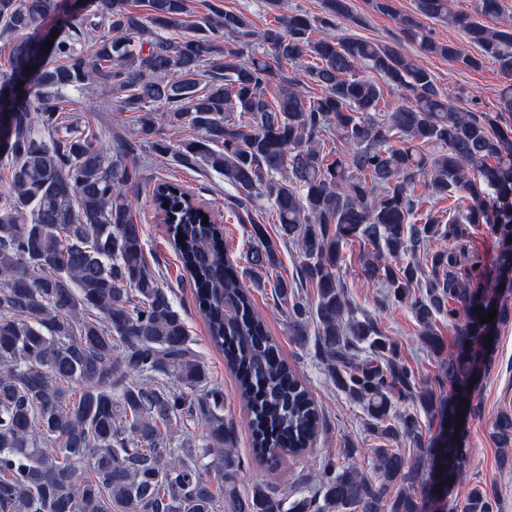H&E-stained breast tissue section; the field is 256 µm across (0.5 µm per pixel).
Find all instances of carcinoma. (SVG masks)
<instances>
[{
    "label": "carcinoma",
    "mask_w": 512,
    "mask_h": 512,
    "mask_svg": "<svg viewBox=\"0 0 512 512\" xmlns=\"http://www.w3.org/2000/svg\"><path fill=\"white\" fill-rule=\"evenodd\" d=\"M392 2L369 0L422 54L512 74V28L485 24L502 0H477L471 14L452 0H416V14L400 15ZM147 7L142 15L127 0L81 9L0 0V34L12 37L0 70V512H431L440 480L444 512H494V496L478 485L454 493L470 462L454 413L471 407L474 364L491 371L512 321V85L496 112L450 104L396 45L327 33L351 17L350 0H323L317 19L279 15L260 32L241 11L192 20L189 0ZM424 18L464 31L481 56L435 41ZM184 25L185 38L163 35ZM257 41L320 92L307 95L269 61L244 58ZM91 88L112 93L117 111L138 113L145 134L159 120L195 131L176 144L159 137L152 149L202 164L235 189L231 213L251 225L252 269H276L279 243L295 246L298 281L274 284L288 335L302 342L314 331L329 379L363 408L378 439L373 473L353 465L363 448L350 440L324 460L310 496L290 502L263 482L242 487L233 427L131 217L128 189L142 183V169L122 137L109 148L64 115L67 94ZM151 200L209 338L237 377L252 448L275 471L314 443L316 405L255 311L214 213L168 180L154 184ZM428 202L448 203V216L421 211ZM266 204L276 241L257 216ZM481 228L494 241L490 265L468 247ZM354 242L368 276L409 305L430 354L445 349L440 318L456 326L455 352L438 363L442 390L421 388L401 347L375 318L355 314L337 276ZM303 281L316 289L313 308ZM493 309L494 320L481 322ZM396 399L436 420L434 436L423 439L417 412L396 410ZM190 424L202 434H189ZM491 435L508 465L512 413L496 417ZM407 441L415 454L398 447Z\"/></svg>",
    "instance_id": "carcinoma-1"
}]
</instances>
